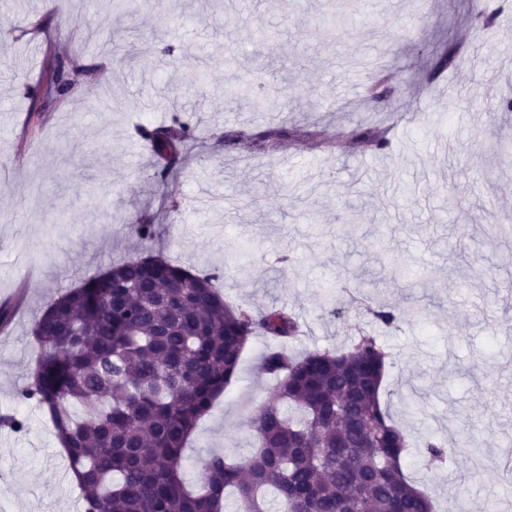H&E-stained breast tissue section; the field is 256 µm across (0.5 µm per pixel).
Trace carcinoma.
I'll return each mask as SVG.
<instances>
[{"mask_svg":"<svg viewBox=\"0 0 512 512\" xmlns=\"http://www.w3.org/2000/svg\"><path fill=\"white\" fill-rule=\"evenodd\" d=\"M78 59L52 62L36 95L58 101L76 89ZM395 74L373 72L366 94L395 91ZM193 114L140 129L159 158L186 153ZM319 132L281 128L252 138L259 153ZM344 137L386 154L391 141L374 126ZM224 270L192 272L165 258L111 265L52 299L32 334L41 356L20 396L33 400L55 427L77 483L83 512H433L425 488L408 480L407 435L382 403L392 354L367 331L344 349L301 357L286 344L299 333L284 307L253 312L226 301L217 282ZM386 327L394 311L368 307ZM272 342L261 358L275 380L271 396L250 418L257 451L241 462L212 453L199 484L185 475V447L198 421L237 375L249 340ZM462 436L422 444L442 461Z\"/></svg>","mask_w":512,"mask_h":512,"instance_id":"cac0c4a2","label":"carcinoma"}]
</instances>
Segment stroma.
Returning a JSON list of instances; mask_svg holds the SVG:
<instances>
[{
    "instance_id": "obj_1",
    "label": "stroma",
    "mask_w": 512,
    "mask_h": 512,
    "mask_svg": "<svg viewBox=\"0 0 512 512\" xmlns=\"http://www.w3.org/2000/svg\"><path fill=\"white\" fill-rule=\"evenodd\" d=\"M378 2L375 30L326 31L315 21L328 0H145L119 16L110 0H0V29L50 20L46 40L0 49V306L37 270L25 313L0 332V417L27 421L20 432L0 424V512H80L51 423L18 397L39 355L31 328L41 308L122 260L220 268L244 244L252 256L220 280L225 297L294 311L295 352L346 347L362 329L379 336L396 362L381 400L411 443L474 436L437 469L418 453L407 464L412 478L430 476L439 512H512L500 495L512 487V250L486 233L512 219V163L490 151L512 141V112L497 107L512 98V5L483 0L497 16L482 31L471 0ZM166 21L179 42L171 66L146 49ZM92 30L123 31L115 55L99 53ZM479 40L493 51L478 70L451 64L427 79L439 47L464 57ZM74 49L92 74L28 120L46 51ZM377 64L400 79L381 104L361 93ZM189 71L205 72L206 85H182ZM243 75L264 79V108L238 94ZM192 106L194 141L159 184L137 129ZM360 124L391 127L389 154L342 140ZM291 126L320 136L250 152L248 137ZM230 130L244 138L232 151L220 141ZM452 202L472 221L453 223ZM349 212L358 223H346ZM143 219L156 226L152 241L127 228ZM362 295L396 308L397 326L372 323L354 303ZM265 349L264 337L251 340L236 381L199 420L188 480L210 453L240 459L255 448L249 416L274 386L259 369Z\"/></svg>"
}]
</instances>
